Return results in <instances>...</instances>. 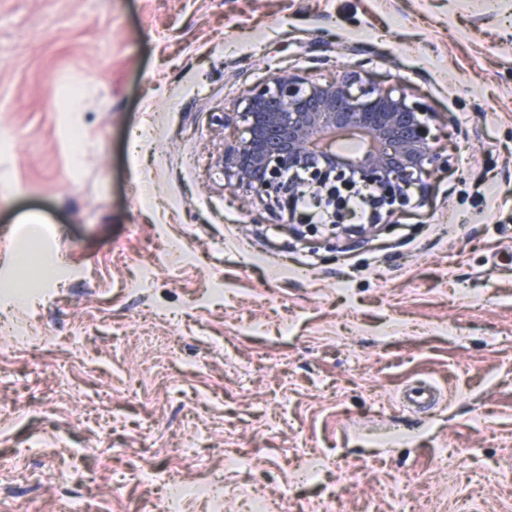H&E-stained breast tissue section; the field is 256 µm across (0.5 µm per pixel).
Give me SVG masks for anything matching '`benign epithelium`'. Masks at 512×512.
<instances>
[{
  "instance_id": "benign-epithelium-1",
  "label": "benign epithelium",
  "mask_w": 512,
  "mask_h": 512,
  "mask_svg": "<svg viewBox=\"0 0 512 512\" xmlns=\"http://www.w3.org/2000/svg\"><path fill=\"white\" fill-rule=\"evenodd\" d=\"M432 113L408 102L403 87L385 90L357 64L320 81L280 70L249 90L240 112H224V127L243 134L224 144L217 165L235 188L265 198L292 229L308 226L298 212L304 187L336 225L335 237L362 241L410 205L448 156L430 137ZM368 223L351 225L348 200L360 190Z\"/></svg>"
}]
</instances>
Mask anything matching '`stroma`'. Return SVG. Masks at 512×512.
<instances>
[{
	"label": "stroma",
	"instance_id": "35a3bbf8",
	"mask_svg": "<svg viewBox=\"0 0 512 512\" xmlns=\"http://www.w3.org/2000/svg\"><path fill=\"white\" fill-rule=\"evenodd\" d=\"M358 61L449 165L360 244L288 234L216 168L218 117ZM29 220L64 259L16 315L58 332L0 359V499L90 479L123 512L132 473L215 472L238 512L249 471L288 512H512V0H0V286ZM300 448L335 467L306 492Z\"/></svg>",
	"mask_w": 512,
	"mask_h": 512
}]
</instances>
